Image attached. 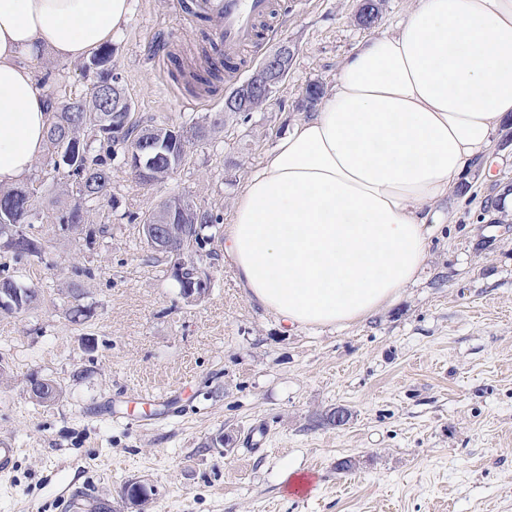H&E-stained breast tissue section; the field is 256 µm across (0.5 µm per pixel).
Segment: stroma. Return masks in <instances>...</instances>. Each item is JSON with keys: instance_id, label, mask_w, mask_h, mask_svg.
<instances>
[{"instance_id": "1", "label": "stroma", "mask_w": 512, "mask_h": 512, "mask_svg": "<svg viewBox=\"0 0 512 512\" xmlns=\"http://www.w3.org/2000/svg\"><path fill=\"white\" fill-rule=\"evenodd\" d=\"M181 0H132L113 33L112 68L134 121L222 119L178 170L148 188L122 157L112 197L89 215L93 240L60 231L41 257L8 259L0 279L38 286L26 312L0 309V442L18 453L0 479V512H71L108 502L134 512L126 483L151 488L146 512H512V223L484 211L512 184V147L493 175L442 204L419 277L390 307L341 329H288L250 303L221 242L201 264L208 294L183 299L169 263L149 257L138 220L179 196L232 221L250 175L302 118L308 83L331 90L349 50L395 30L414 0H383L359 24L360 0H274L278 36L247 49L252 74L290 38L298 51L274 96L225 115L224 82L190 90L208 43ZM46 97L64 101L96 79L82 61L44 56ZM38 212L74 203L37 158L22 178ZM91 317L72 321L73 304ZM62 393L42 404L31 374ZM351 417L327 424L333 408ZM224 445H212L215 437ZM349 459L350 470H337ZM314 475L308 496L281 478Z\"/></svg>"}]
</instances>
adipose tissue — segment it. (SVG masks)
<instances>
[{"mask_svg": "<svg viewBox=\"0 0 512 512\" xmlns=\"http://www.w3.org/2000/svg\"><path fill=\"white\" fill-rule=\"evenodd\" d=\"M131 0H0V185L32 168L50 121L35 63L88 57ZM512 120V0H418L357 44L331 92L241 189L224 259L250 302L294 328L389 306L420 272L436 203Z\"/></svg>", "mask_w": 512, "mask_h": 512, "instance_id": "ef3b65f1", "label": "adipose tissue"}]
</instances>
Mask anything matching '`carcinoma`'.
<instances>
[{"label":"carcinoma","instance_id":"carcinoma-1","mask_svg":"<svg viewBox=\"0 0 512 512\" xmlns=\"http://www.w3.org/2000/svg\"><path fill=\"white\" fill-rule=\"evenodd\" d=\"M112 49L105 45L91 58L88 67L97 70V81L88 92L56 104L48 101L52 112V122L46 132L47 160L54 170H59L54 158L56 149L66 144L65 151L71 153L75 167L64 168L66 177L75 182L79 189V199L60 214L45 215V223L39 235H26L25 242L14 246L10 241L12 228L24 229L32 225L36 218L31 194L25 186H0V250L12 253L14 259L23 256H40L45 252L46 243L55 225H67L73 232L83 231L89 213L101 200L112 197V159L116 155L113 147L119 146L128 153L142 140L150 138L175 150L173 160L181 161L190 138L205 139L220 128L221 122L209 124L196 122L189 130L174 128L165 122L152 121L139 125L130 121V113L112 111V99L101 93L104 84L116 79L112 73ZM219 217L211 210L189 201L183 202L182 210L170 213L162 204L145 217L146 224H170L179 232L168 250L157 249L151 240H142L151 253L170 263L183 264L184 277L197 279L205 272L198 265L194 248L214 239L205 231L217 226ZM29 391L32 398L40 403H52L60 395L58 383L48 378L46 382L34 384L29 377Z\"/></svg>","mask_w":512,"mask_h":512}]
</instances>
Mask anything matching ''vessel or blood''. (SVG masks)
Wrapping results in <instances>:
<instances>
[{"mask_svg":"<svg viewBox=\"0 0 512 512\" xmlns=\"http://www.w3.org/2000/svg\"><path fill=\"white\" fill-rule=\"evenodd\" d=\"M193 10L213 21L212 35L222 50L224 78L229 82L241 74L243 47L263 40L273 30L265 22L269 0H193Z\"/></svg>","mask_w":512,"mask_h":512,"instance_id":"obj_1","label":"vessel or blood"}]
</instances>
